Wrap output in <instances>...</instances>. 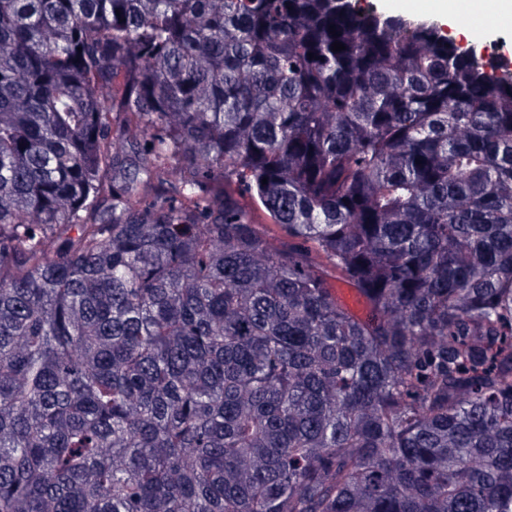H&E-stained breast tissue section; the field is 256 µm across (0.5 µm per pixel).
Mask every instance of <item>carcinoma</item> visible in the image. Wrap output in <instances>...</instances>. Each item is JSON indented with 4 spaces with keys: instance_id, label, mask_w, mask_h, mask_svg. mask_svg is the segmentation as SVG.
<instances>
[{
    "instance_id": "obj_1",
    "label": "carcinoma",
    "mask_w": 512,
    "mask_h": 512,
    "mask_svg": "<svg viewBox=\"0 0 512 512\" xmlns=\"http://www.w3.org/2000/svg\"><path fill=\"white\" fill-rule=\"evenodd\" d=\"M0 512H512V62L360 0H0ZM239 200L243 206L252 210L257 224H263L264 227L270 229V241L274 246H280L283 242H288L285 231L274 225L273 221L261 209L256 208L248 195H242Z\"/></svg>"
}]
</instances>
